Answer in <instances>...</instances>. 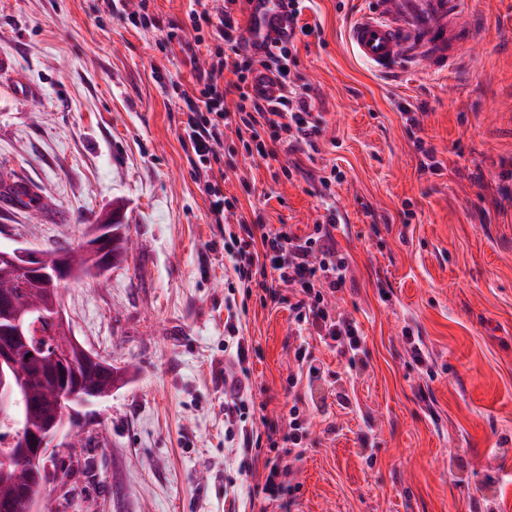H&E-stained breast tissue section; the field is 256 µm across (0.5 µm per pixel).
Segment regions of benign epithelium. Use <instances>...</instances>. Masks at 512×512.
Masks as SVG:
<instances>
[{"mask_svg":"<svg viewBox=\"0 0 512 512\" xmlns=\"http://www.w3.org/2000/svg\"><path fill=\"white\" fill-rule=\"evenodd\" d=\"M82 245L90 254L91 270L106 282L104 275L112 269V221L104 220L94 225L91 234L82 239ZM10 262L18 273L39 277L48 288H60L71 279V272L57 266L49 268L40 262L37 252L27 249H17L13 254L3 256ZM9 326L4 329L6 340L0 343V421L12 423L15 408L19 404L17 395L23 393L20 385L19 367L14 363L13 343L29 341L43 353L51 355L56 360H65L70 345L73 343L70 319L59 303H54L49 312L33 318L25 310H17L8 316ZM90 401V396L79 390L58 394V402L62 408L44 427L35 433L23 429L18 431L22 446L31 449L34 463L49 457L56 449L55 440L69 423L74 406L83 405ZM27 512H46L53 508L52 500L39 493L24 494Z\"/></svg>","mask_w":512,"mask_h":512,"instance_id":"benign-epithelium-1","label":"benign epithelium"}]
</instances>
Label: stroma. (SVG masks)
Wrapping results in <instances>:
<instances>
[{
    "label": "stroma",
    "mask_w": 512,
    "mask_h": 512,
    "mask_svg": "<svg viewBox=\"0 0 512 512\" xmlns=\"http://www.w3.org/2000/svg\"><path fill=\"white\" fill-rule=\"evenodd\" d=\"M471 4L477 38L456 69L392 78L347 44L358 0H313L302 19L316 31L291 69L323 123L315 148L263 159L224 134V194L248 223L302 235L330 205L344 219L350 278L332 302L364 345L350 363L309 340L326 374L292 512H512V0ZM188 5L150 0L153 22L136 29L103 0H0V57L13 65L0 75V249L79 243L115 210L133 240L107 284L62 292L77 339L128 375L77 407L78 447L48 462L56 512L268 506L262 470L239 479L224 446L225 297L244 309L256 401L277 435L300 340L286 305L225 277L179 140L186 106L156 79L193 87L194 63L164 42ZM426 149L437 172L420 168ZM18 183L36 205L12 198Z\"/></svg>",
    "instance_id": "stroma-1"
}]
</instances>
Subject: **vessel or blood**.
Listing matches in <instances>:
<instances>
[{
    "mask_svg": "<svg viewBox=\"0 0 512 512\" xmlns=\"http://www.w3.org/2000/svg\"><path fill=\"white\" fill-rule=\"evenodd\" d=\"M294 33L288 0H251L243 28L251 51L264 52ZM474 37L468 0H364L347 29L354 54L381 74H445Z\"/></svg>",
    "mask_w": 512,
    "mask_h": 512,
    "instance_id": "vessel-or-blood-1",
    "label": "vessel or blood"
}]
</instances>
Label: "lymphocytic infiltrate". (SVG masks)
<instances>
[{
    "label": "lymphocytic infiltrate",
    "instance_id": "1",
    "mask_svg": "<svg viewBox=\"0 0 512 512\" xmlns=\"http://www.w3.org/2000/svg\"><path fill=\"white\" fill-rule=\"evenodd\" d=\"M238 0H224L223 9L210 12L202 0H192L187 12L194 31L192 40H181L178 30H170L169 40L180 41L184 52L195 53L205 48L207 67L195 74L198 94L177 90L176 95L186 105V121L180 134L183 148L192 155L197 174L203 177L204 189L210 196L209 217L224 231V254L234 278L251 286L257 272H270V279L260 286L273 290L280 284L298 285V292L288 296L286 303L299 330H313L320 342L338 354L357 356L361 351V336L356 323L333 313L328 305L330 294L347 284L349 260L336 247L335 232L342 218L335 206H328L322 220L305 235L283 229L266 230L264 225L246 221L231 222L229 214L235 202L225 197L215 175V165L221 164L220 148L226 128L247 134L246 148L266 158L271 154L262 132L272 138H287L289 150L300 145H314L321 134L320 124L313 117V105L300 94L290 77L291 47L275 45L264 56H256L239 39L240 22L234 10ZM266 71L282 89L278 97L252 91L251 83L257 71ZM232 80H225V73ZM236 95L235 109H228V95ZM249 345L237 338L224 377V417L238 426L236 446L237 471L250 476L254 470L253 449L261 436L255 427L245 424L246 412L255 399L249 368ZM286 430L281 440H270L273 457L264 463V483L261 491L279 512H290L291 496L296 488L295 474L303 459L304 441L310 420L306 408L292 405L285 417Z\"/></svg>",
    "mask_w": 512,
    "mask_h": 512
}]
</instances>
